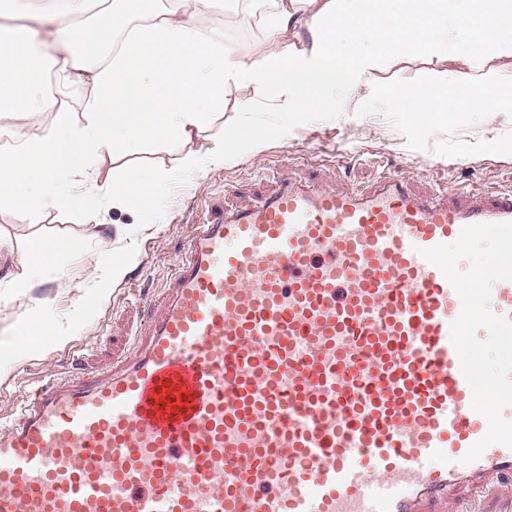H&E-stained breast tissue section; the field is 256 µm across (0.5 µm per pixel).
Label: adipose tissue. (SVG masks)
I'll return each instance as SVG.
<instances>
[{
	"label": "adipose tissue",
	"mask_w": 512,
	"mask_h": 512,
	"mask_svg": "<svg viewBox=\"0 0 512 512\" xmlns=\"http://www.w3.org/2000/svg\"><path fill=\"white\" fill-rule=\"evenodd\" d=\"M214 0H0L11 18L0 26V118L52 114L47 126L13 132L0 146V207L34 217L49 208L81 209L100 231L95 204L106 194L116 210L130 209L141 188L115 179L99 185L96 161L133 144H159L197 173L233 157L223 141L205 150L189 145L224 108V87L264 88L287 98L293 112H321L333 89L369 85L378 53L392 42H421L439 60L455 51L459 24L478 23L490 55H473L452 86L393 89L387 106L421 125L446 117L455 97L475 112L512 104V74L491 57L512 56V0H277L276 41L263 63L243 47H224L196 23ZM139 26H131V18ZM88 90L74 119L47 81ZM50 245L31 238L15 257L14 288H28Z\"/></svg>",
	"instance_id": "1"
}]
</instances>
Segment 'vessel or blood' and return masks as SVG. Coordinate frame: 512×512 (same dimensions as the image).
Here are the masks:
<instances>
[{"label":"vessel or blood","mask_w":512,"mask_h":512,"mask_svg":"<svg viewBox=\"0 0 512 512\" xmlns=\"http://www.w3.org/2000/svg\"><path fill=\"white\" fill-rule=\"evenodd\" d=\"M512 222V193L281 183L199 225L134 356L35 389L0 429V512H426L512 477L450 341L460 299L421 249ZM490 308L512 317V281Z\"/></svg>","instance_id":"vessel-or-blood-1"}]
</instances>
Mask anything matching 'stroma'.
<instances>
[{"mask_svg": "<svg viewBox=\"0 0 512 512\" xmlns=\"http://www.w3.org/2000/svg\"><path fill=\"white\" fill-rule=\"evenodd\" d=\"M482 49V41L474 38L455 57L439 62L421 55L415 45L400 46L382 56L370 88L336 89L330 110L300 117L289 112L287 100L273 99L264 89L225 86L223 112L191 150L237 132L262 136V150L238 154L219 170L180 175L163 194L143 188L129 212L113 210L111 200L100 197L104 228L96 236L76 211L50 208L29 218L0 207V240L17 249L40 236L53 245L35 287L21 296L4 279L11 260L0 252V360L25 320L46 324L38 348L0 373V426L36 381L90 380L132 356L134 333L197 226L224 208L254 203L278 180L349 191L396 174L422 195L460 186L477 198L512 191V112L486 115L452 104L447 119L418 128L384 103L392 87L451 85L464 70L467 54ZM97 167L100 180L124 176L133 181L149 167L174 169L175 161L160 145L136 144L99 158ZM130 255L135 258L130 273L109 280L106 266ZM442 512H512V482L493 477L483 487L460 488Z\"/></svg>", "mask_w": 512, "mask_h": 512, "instance_id": "obj_1", "label": "stroma"}]
</instances>
